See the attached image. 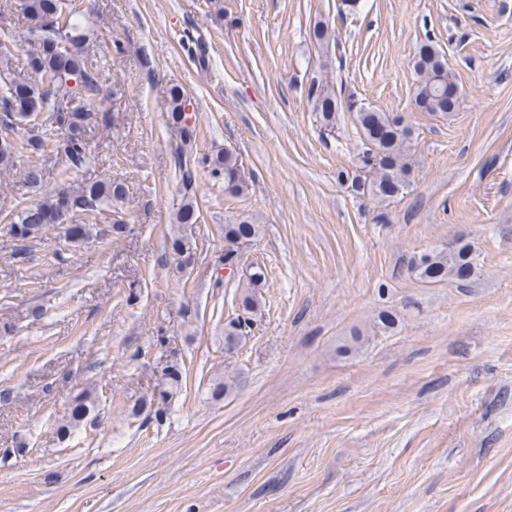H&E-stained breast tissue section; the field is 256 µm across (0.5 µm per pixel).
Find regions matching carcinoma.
<instances>
[{
	"label": "carcinoma",
	"mask_w": 512,
	"mask_h": 512,
	"mask_svg": "<svg viewBox=\"0 0 512 512\" xmlns=\"http://www.w3.org/2000/svg\"><path fill=\"white\" fill-rule=\"evenodd\" d=\"M22 9L39 30L49 27L47 33L38 35L27 53V65L38 79L21 77L14 73L13 55L0 47V130L16 132L17 126L49 113V123L42 131L29 134L14 142L0 141V166L10 167L16 156L34 155L52 148L67 166L82 169L89 158L90 146L87 128L97 119L102 105V87L99 70L84 56L83 44L94 36V28L63 12L59 0H22ZM415 69L418 83L415 102L422 112L447 115L455 111L459 92L448 94L454 74L441 51L429 41L418 50ZM308 97L314 101L315 110L330 123L335 119L340 104L336 94L324 85L311 82ZM187 97L181 87L170 88V113L172 127L180 140L181 158L178 160L181 185L185 195H190L194 174L187 165L189 154L196 140V127L186 117ZM361 134L362 148L358 154L359 169L369 175L358 182L357 188L369 194L378 205L404 194L411 185L413 172L412 130L405 117L398 113L381 112L365 105L350 104ZM211 173L224 180V192L241 196L249 192V181L237 153L226 150L209 161ZM125 194L121 183L95 182L78 189L61 187L43 200L25 206L11 222L12 235L24 241L42 236L51 226L71 218L79 222L74 234L65 232L71 243L93 237L96 214L103 206ZM259 233V225L248 220L224 225L225 256L238 251L239 245L252 240ZM477 259L471 246L453 241L432 254H423L411 264L410 271L427 282L447 278L468 281L475 274ZM262 271L250 274L249 287L241 295V306L246 312L259 309V298L254 288L258 286ZM245 338L239 321L224 326V345L231 350ZM182 373L170 363L162 369L159 396L165 401L173 397L181 386Z\"/></svg>",
	"instance_id": "obj_1"
}]
</instances>
